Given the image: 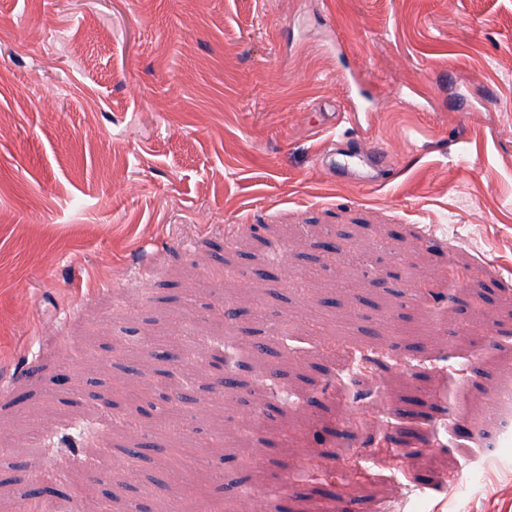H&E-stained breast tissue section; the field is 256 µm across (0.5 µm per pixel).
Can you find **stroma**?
I'll return each instance as SVG.
<instances>
[{
  "mask_svg": "<svg viewBox=\"0 0 512 512\" xmlns=\"http://www.w3.org/2000/svg\"><path fill=\"white\" fill-rule=\"evenodd\" d=\"M327 144L385 146L381 184L333 175ZM347 226L364 261L310 267ZM474 273L496 290L478 313ZM422 284L460 300L422 301ZM188 320L200 344L255 330L274 349L287 330L315 348L276 356V395L258 367L210 393L196 363L194 401L173 406L147 341ZM340 351L377 363L340 370ZM508 375L512 0H0V512L52 463L88 512L176 496L225 512L246 492L251 512H512V431L490 455L453 431ZM122 383L151 409L120 402L97 454L72 450L69 424L104 410L90 389ZM270 404L274 421L241 430ZM318 436L316 480L300 451ZM144 442L158 452L116 487Z\"/></svg>",
  "mask_w": 512,
  "mask_h": 512,
  "instance_id": "stroma-1",
  "label": "stroma"
}]
</instances>
